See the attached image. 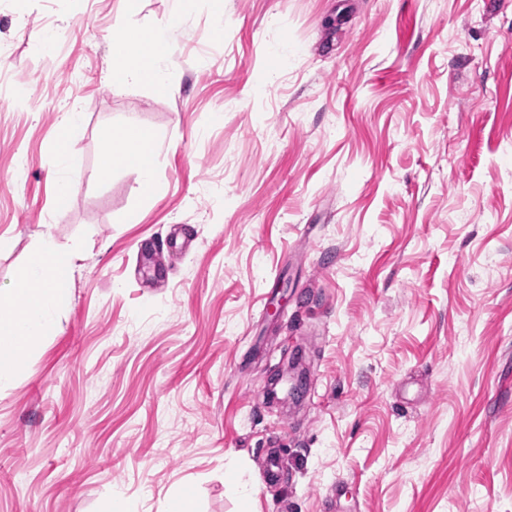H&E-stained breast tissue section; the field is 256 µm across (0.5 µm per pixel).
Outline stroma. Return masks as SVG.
Returning <instances> with one entry per match:
<instances>
[{"instance_id": "35a3bbf8", "label": "stroma", "mask_w": 512, "mask_h": 512, "mask_svg": "<svg viewBox=\"0 0 512 512\" xmlns=\"http://www.w3.org/2000/svg\"><path fill=\"white\" fill-rule=\"evenodd\" d=\"M172 9L0 0V286L80 252L0 389V512H512V0ZM167 21L168 89L113 90V28ZM131 125L150 196L99 173ZM81 130L80 113L68 112L57 131L58 156L65 166H69L72 162L70 144L76 140ZM147 130L149 131L147 143L131 127L124 130L116 144L113 142V147L112 134L109 133L107 136L109 149L106 151L105 160H109L112 154L120 152L123 163L137 169L143 194L150 196L156 189L154 157L164 143V136L161 131L152 127H147Z\"/></svg>"}]
</instances>
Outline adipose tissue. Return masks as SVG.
Masks as SVG:
<instances>
[{
	"label": "adipose tissue",
	"instance_id": "obj_1",
	"mask_svg": "<svg viewBox=\"0 0 512 512\" xmlns=\"http://www.w3.org/2000/svg\"><path fill=\"white\" fill-rule=\"evenodd\" d=\"M168 34L165 26L120 27L113 32L110 49L118 65L114 89L132 84L166 85ZM163 143L159 130H150L144 138L128 128L113 146L125 165L137 169L144 195H152L156 189L154 157ZM78 257L76 248L61 246L51 234H42L12 287L0 289V383L22 368L34 340L48 332L54 313L66 303Z\"/></svg>",
	"mask_w": 512,
	"mask_h": 512
}]
</instances>
